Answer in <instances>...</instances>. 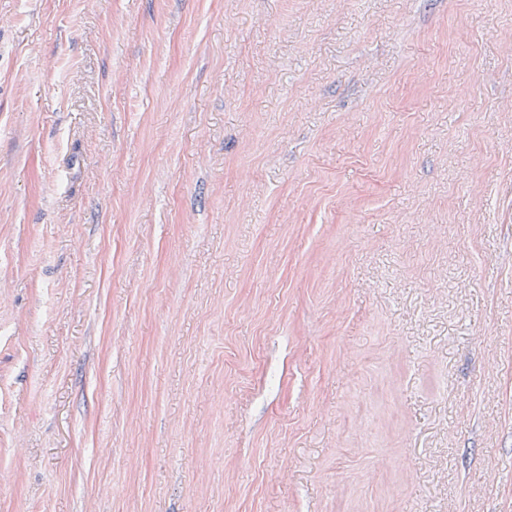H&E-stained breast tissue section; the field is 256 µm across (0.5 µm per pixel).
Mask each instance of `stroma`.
Masks as SVG:
<instances>
[{"label": "stroma", "instance_id": "35a3bbf8", "mask_svg": "<svg viewBox=\"0 0 512 512\" xmlns=\"http://www.w3.org/2000/svg\"><path fill=\"white\" fill-rule=\"evenodd\" d=\"M0 512H512V0H0Z\"/></svg>", "mask_w": 512, "mask_h": 512}]
</instances>
